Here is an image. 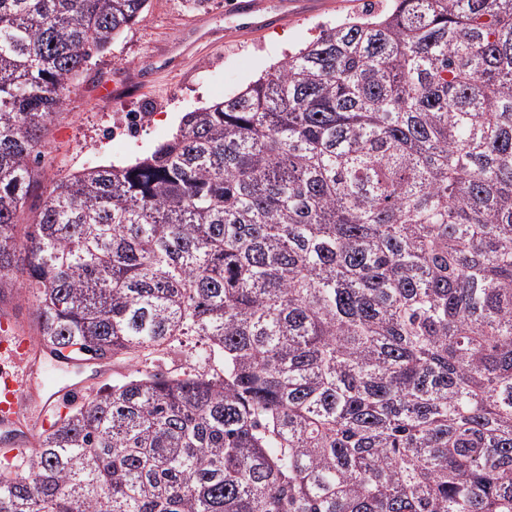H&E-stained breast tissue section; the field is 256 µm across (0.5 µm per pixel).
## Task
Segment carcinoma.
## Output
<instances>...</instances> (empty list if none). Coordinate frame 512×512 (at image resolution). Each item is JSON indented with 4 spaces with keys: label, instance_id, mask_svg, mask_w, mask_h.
I'll use <instances>...</instances> for the list:
<instances>
[{
    "label": "carcinoma",
    "instance_id": "1",
    "mask_svg": "<svg viewBox=\"0 0 512 512\" xmlns=\"http://www.w3.org/2000/svg\"><path fill=\"white\" fill-rule=\"evenodd\" d=\"M146 6L0 0V302L28 291L61 358L198 336L222 369L57 414L0 457V512H512V0L349 17L21 223Z\"/></svg>",
    "mask_w": 512,
    "mask_h": 512
}]
</instances>
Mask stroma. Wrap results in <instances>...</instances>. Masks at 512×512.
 I'll return each mask as SVG.
<instances>
[{
  "label": "stroma",
  "mask_w": 512,
  "mask_h": 512,
  "mask_svg": "<svg viewBox=\"0 0 512 512\" xmlns=\"http://www.w3.org/2000/svg\"><path fill=\"white\" fill-rule=\"evenodd\" d=\"M184 0H149L144 21L125 30L103 52L92 53L75 93L50 125L38 167L42 185L93 166L128 162L149 154L177 129L184 113L224 100L257 80L288 52L322 28L367 8L369 0H316L304 8L283 0H260L263 13L276 17L269 27L242 32L238 0H209L189 10ZM110 95H102V87ZM144 122L126 127L127 113ZM179 353L113 360L103 383L141 369L169 376L204 370L190 349L197 337L182 339Z\"/></svg>",
  "instance_id": "stroma-1"
}]
</instances>
